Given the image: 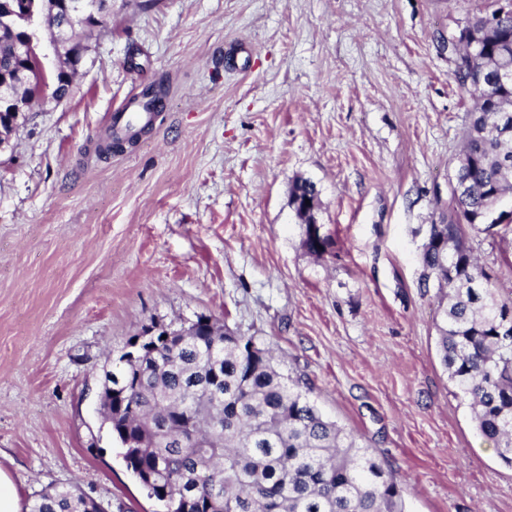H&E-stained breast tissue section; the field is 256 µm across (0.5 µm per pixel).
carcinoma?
<instances>
[{
	"mask_svg": "<svg viewBox=\"0 0 512 512\" xmlns=\"http://www.w3.org/2000/svg\"><path fill=\"white\" fill-rule=\"evenodd\" d=\"M62 47L52 90L68 95L67 67L82 62L97 25L92 12L79 31L44 18ZM1 33L0 68H25L28 84L14 93L33 101L47 77L35 47L14 51L29 33ZM512 41V13L499 17L482 43L488 57L490 96L470 113L454 183L456 211L433 225L423 246L424 284L448 289L437 323L441 361L476 428L512 465V299L496 296L491 275L477 265L464 227L487 223L491 205L512 193V77L494 67L498 40ZM166 325L151 346L112 363V438L148 495L165 512H404L403 489L392 471L351 432L323 417L298 379L285 375L255 337L214 327L203 314ZM75 484L50 486L29 512H102Z\"/></svg>",
	"mask_w": 512,
	"mask_h": 512,
	"instance_id": "carcinoma-1",
	"label": "carcinoma"
}]
</instances>
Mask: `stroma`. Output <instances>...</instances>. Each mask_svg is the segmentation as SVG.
<instances>
[{"label":"stroma","mask_w":512,"mask_h":512,"mask_svg":"<svg viewBox=\"0 0 512 512\" xmlns=\"http://www.w3.org/2000/svg\"><path fill=\"white\" fill-rule=\"evenodd\" d=\"M499 2L112 0L68 95L0 151V470L21 506L75 483L162 512L102 422L103 369L144 327L204 313L306 383L406 512H512V467L441 365L421 264L471 108L453 45ZM151 84L156 122L101 152ZM298 179L319 192L320 257ZM472 239L511 297L512 225ZM296 194L300 197H305L307 194H310L312 197V199H310L309 197L305 198V199L310 200V205H306L305 199L303 200L301 198H296L294 200L293 205H294L297 215L299 217H303L306 220L304 222V224H306V238L304 241L305 248L311 254H314L316 256H321L325 252V250H322V251L318 250L314 246V244L311 242V240H312L316 246H319L322 239L324 238V236L321 234V226H320V224H318L315 214H314V208H315L314 199H316L317 202L319 203L318 191L312 182H310L308 180H298L294 184V187L292 190V198ZM310 224H312L311 230H310L311 240H310L309 236H307V228L309 227Z\"/></svg>","instance_id":"35a3bbf8"}]
</instances>
